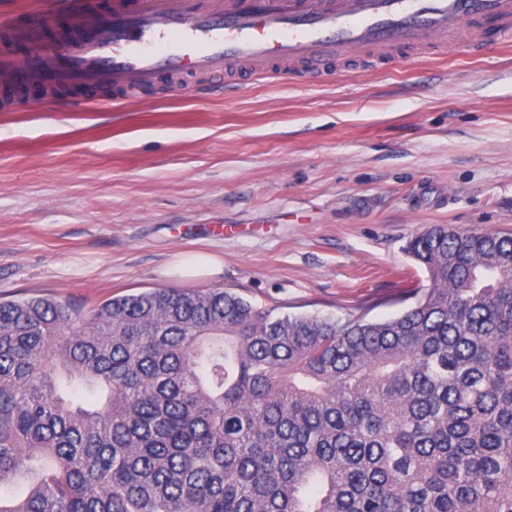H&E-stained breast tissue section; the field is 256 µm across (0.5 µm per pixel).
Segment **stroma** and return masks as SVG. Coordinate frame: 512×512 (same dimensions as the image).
Instances as JSON below:
<instances>
[{"label": "stroma", "mask_w": 512, "mask_h": 512, "mask_svg": "<svg viewBox=\"0 0 512 512\" xmlns=\"http://www.w3.org/2000/svg\"><path fill=\"white\" fill-rule=\"evenodd\" d=\"M236 80L107 109L17 95L0 112V299L221 288L280 316L381 321L427 283L404 251L426 227L512 233V39L304 86ZM181 252L224 269L164 276Z\"/></svg>", "instance_id": "obj_1"}]
</instances>
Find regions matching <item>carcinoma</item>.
I'll list each match as a JSON object with an SVG mask.
<instances>
[{
	"label": "carcinoma",
	"instance_id": "cac0c4a2",
	"mask_svg": "<svg viewBox=\"0 0 512 512\" xmlns=\"http://www.w3.org/2000/svg\"><path fill=\"white\" fill-rule=\"evenodd\" d=\"M405 250L429 285L384 321L0 300V512H512V235Z\"/></svg>",
	"mask_w": 512,
	"mask_h": 512
}]
</instances>
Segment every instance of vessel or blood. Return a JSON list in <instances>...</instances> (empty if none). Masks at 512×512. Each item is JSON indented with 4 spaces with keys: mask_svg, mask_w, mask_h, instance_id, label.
<instances>
[{
    "mask_svg": "<svg viewBox=\"0 0 512 512\" xmlns=\"http://www.w3.org/2000/svg\"><path fill=\"white\" fill-rule=\"evenodd\" d=\"M47 7L69 15L80 42L57 54L39 29L19 30L25 49L0 52V76L40 79L48 91L108 87L117 104L164 78L231 87L248 69L305 83L339 62L409 60L450 45L480 55L512 35V0H106L99 23L85 0Z\"/></svg>",
    "mask_w": 512,
    "mask_h": 512,
    "instance_id": "1",
    "label": "vessel or blood"
}]
</instances>
